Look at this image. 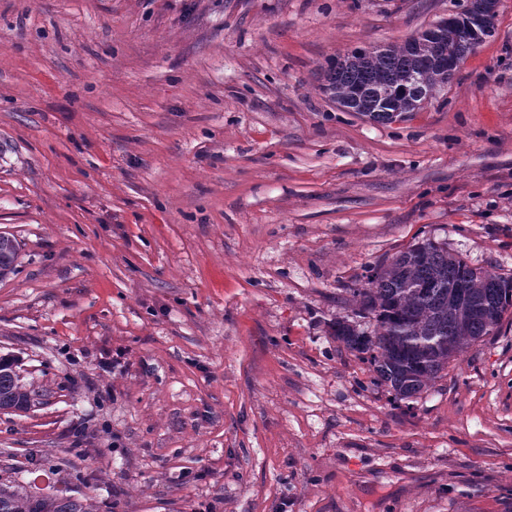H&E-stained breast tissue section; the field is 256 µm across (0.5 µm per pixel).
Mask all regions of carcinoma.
I'll return each instance as SVG.
<instances>
[{"label": "carcinoma", "instance_id": "obj_1", "mask_svg": "<svg viewBox=\"0 0 512 512\" xmlns=\"http://www.w3.org/2000/svg\"><path fill=\"white\" fill-rule=\"evenodd\" d=\"M496 16L475 8L432 24L463 27L460 40H437L421 31L413 41L381 50L356 48L339 55L325 74L322 91L341 107H353L376 123H392L422 107L428 94L449 84L447 70L459 69L477 46L494 36ZM16 239L0 234V278L13 271ZM365 288L353 289L361 310L373 315L369 336L345 319L332 336L369 363L374 381L401 401L416 399L448 365L485 336L499 331L512 310V275L470 266L429 239L367 269ZM31 391L16 361L0 358V410L24 412ZM0 512H97L92 498L50 492L33 482L0 478Z\"/></svg>", "mask_w": 512, "mask_h": 512}]
</instances>
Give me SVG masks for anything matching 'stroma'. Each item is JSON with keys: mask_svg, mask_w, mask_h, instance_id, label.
I'll list each match as a JSON object with an SVG mask.
<instances>
[{"mask_svg": "<svg viewBox=\"0 0 512 512\" xmlns=\"http://www.w3.org/2000/svg\"><path fill=\"white\" fill-rule=\"evenodd\" d=\"M460 0H0V476L98 512H512V315L411 401L331 334L425 239L512 274V0L422 109L320 86ZM16 239L8 234H0V278L13 271L17 259ZM16 361L0 358V410L24 412L31 405V391L22 383Z\"/></svg>", "mask_w": 512, "mask_h": 512, "instance_id": "obj_1", "label": "stroma"}]
</instances>
